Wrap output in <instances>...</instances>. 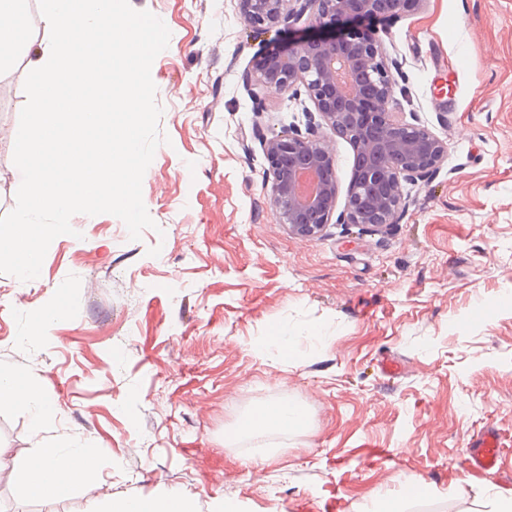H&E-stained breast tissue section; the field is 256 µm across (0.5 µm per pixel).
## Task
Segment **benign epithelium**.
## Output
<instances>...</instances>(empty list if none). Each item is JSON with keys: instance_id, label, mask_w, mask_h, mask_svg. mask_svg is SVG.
<instances>
[{"instance_id": "7a95c632", "label": "benign epithelium", "mask_w": 512, "mask_h": 512, "mask_svg": "<svg viewBox=\"0 0 512 512\" xmlns=\"http://www.w3.org/2000/svg\"><path fill=\"white\" fill-rule=\"evenodd\" d=\"M252 29H292L305 20L330 29L284 48L267 51L247 84L251 97L276 87L296 98L306 95L314 110H304L305 129L264 142L269 165L270 201L280 223L297 236L314 238L328 224L383 227L394 224L408 205L405 187L427 181L448 156V144L421 123L404 116L395 96L391 57L379 31L353 27L385 21L420 6L423 0H238ZM347 140L355 165L343 208L333 151L322 129ZM309 172L317 188L305 200L298 178Z\"/></svg>"}]
</instances>
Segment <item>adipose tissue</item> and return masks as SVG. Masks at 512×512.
<instances>
[{
  "mask_svg": "<svg viewBox=\"0 0 512 512\" xmlns=\"http://www.w3.org/2000/svg\"><path fill=\"white\" fill-rule=\"evenodd\" d=\"M0 400L26 408L34 425L38 427L54 414L52 406L37 390L23 384L21 373L17 370L9 376H0ZM307 423L304 412L288 409L282 402L274 401L258 411L243 415L238 430L261 435L299 430L306 427ZM93 457L94 452L89 448L82 449L72 458H61L52 452L43 454L31 463L27 471V488L35 495L66 492L74 485L87 482Z\"/></svg>",
  "mask_w": 512,
  "mask_h": 512,
  "instance_id": "ef3b65f1",
  "label": "adipose tissue"
}]
</instances>
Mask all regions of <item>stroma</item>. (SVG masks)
Returning <instances> with one entry per match:
<instances>
[{
	"mask_svg": "<svg viewBox=\"0 0 512 512\" xmlns=\"http://www.w3.org/2000/svg\"><path fill=\"white\" fill-rule=\"evenodd\" d=\"M129 3L171 32L151 67L169 138L142 182L155 226L133 240L113 215L77 214L38 279L0 274V371L20 370L56 409L36 433L28 411L0 404V512L171 492L192 512H379L409 481L429 492L407 512H467L489 482L511 497L512 0H422L381 23L401 108L448 158L406 186L398 223L315 238L280 224L263 152L304 104L273 87L253 102L245 84L258 52L308 27L252 31L238 0ZM31 57L0 75V217L21 183L7 132ZM58 304L36 335L33 313ZM280 329L291 357L266 343ZM283 399L307 429L225 440ZM488 422L505 473L449 469ZM82 447L96 451L84 485L26 494L31 455Z\"/></svg>",
	"mask_w": 512,
	"mask_h": 512,
	"instance_id": "stroma-1",
	"label": "stroma"
}]
</instances>
